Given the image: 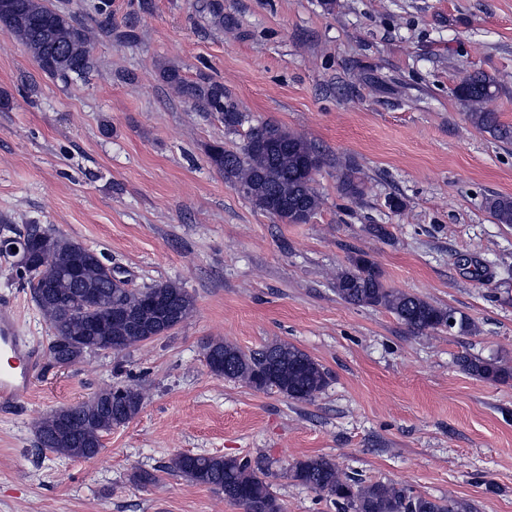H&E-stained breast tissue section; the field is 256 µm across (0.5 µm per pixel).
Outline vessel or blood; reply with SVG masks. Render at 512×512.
I'll return each instance as SVG.
<instances>
[{
	"mask_svg": "<svg viewBox=\"0 0 512 512\" xmlns=\"http://www.w3.org/2000/svg\"><path fill=\"white\" fill-rule=\"evenodd\" d=\"M40 350L23 336L9 304L0 305V404L24 398L40 360Z\"/></svg>",
	"mask_w": 512,
	"mask_h": 512,
	"instance_id": "1",
	"label": "vessel or blood"
}]
</instances>
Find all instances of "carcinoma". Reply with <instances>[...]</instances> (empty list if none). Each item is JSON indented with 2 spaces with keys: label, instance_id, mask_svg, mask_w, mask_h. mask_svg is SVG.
Instances as JSON below:
<instances>
[{
  "label": "carcinoma",
  "instance_id": "1",
  "mask_svg": "<svg viewBox=\"0 0 512 512\" xmlns=\"http://www.w3.org/2000/svg\"><path fill=\"white\" fill-rule=\"evenodd\" d=\"M0 25L24 45L39 70L64 85L83 79L95 69L91 38L77 17L48 6L45 0H0ZM102 34L118 42L137 38L135 24L125 28L106 26ZM174 92L214 112L224 128L236 131L243 114L224 90V84L208 78L186 80L175 68L161 72ZM504 81L483 71L467 72L455 88V97L466 108L465 119L475 128L500 141L512 140V125L500 120L485 103L502 91ZM319 167L328 163L325 154L300 133L272 122L253 128L238 150L215 143L208 149L210 164L224 173L234 187L255 207L283 224H306L322 205L314 178L306 171L310 157ZM340 189L348 198L363 194L359 169L340 165ZM483 208L498 224L512 225V196L493 194ZM23 237L30 245L25 270L16 271L21 287L31 298L52 332L48 355L59 363L75 365L86 355L108 351L119 355L155 336H165L193 312L195 300L181 284L156 283L142 289L111 277L112 262L102 252L82 246L60 233L36 224ZM336 295L358 307H381L417 333L454 331L468 335L473 322L450 307L435 305L423 297L388 288L379 266L363 251L336 271ZM151 300L156 308L142 323L127 326L112 320L118 313H136ZM209 358L224 356V366L214 374L241 382L256 390H274L289 400L311 401L329 385L330 374L317 360L293 344L275 341L246 353L224 341H208ZM461 370L473 377L501 382L512 378V366L493 357L465 354L458 357ZM143 404L136 383L106 386L85 401L55 409L35 426L39 447L69 459L90 460L102 447L112 428L132 420ZM166 470L195 484L224 493V499L244 512H284L272 486L260 477L262 462L232 456L178 454ZM288 477L312 491L333 498L338 512H473L463 499L447 500L416 493L409 485L393 480L365 481L345 472L326 456L295 461Z\"/></svg>",
  "mask_w": 512,
  "mask_h": 512
}]
</instances>
